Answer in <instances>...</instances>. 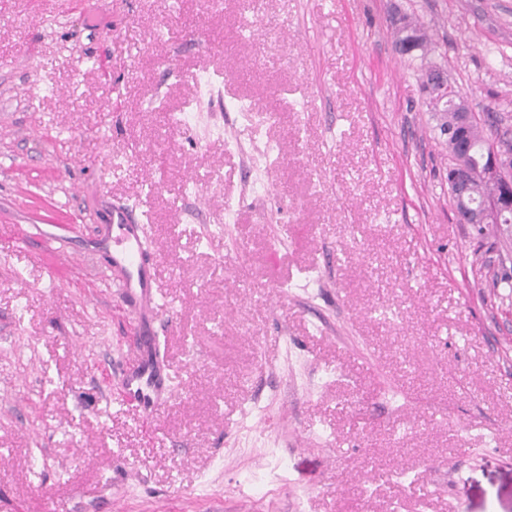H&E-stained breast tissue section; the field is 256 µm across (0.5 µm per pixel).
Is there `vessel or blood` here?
Returning a JSON list of instances; mask_svg holds the SVG:
<instances>
[{"label": "vessel or blood", "mask_w": 512, "mask_h": 512, "mask_svg": "<svg viewBox=\"0 0 512 512\" xmlns=\"http://www.w3.org/2000/svg\"><path fill=\"white\" fill-rule=\"evenodd\" d=\"M156 267L146 246L145 225L128 206L113 204L112 265L106 276L118 291L122 311L133 315L132 352L120 377V396L146 425L170 395L164 363L155 347V324L164 311Z\"/></svg>", "instance_id": "1"}]
</instances>
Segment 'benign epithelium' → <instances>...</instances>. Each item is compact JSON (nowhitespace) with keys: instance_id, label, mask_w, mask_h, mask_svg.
Masks as SVG:
<instances>
[{"instance_id":"7a95c632","label":"benign epithelium","mask_w":512,"mask_h":512,"mask_svg":"<svg viewBox=\"0 0 512 512\" xmlns=\"http://www.w3.org/2000/svg\"><path fill=\"white\" fill-rule=\"evenodd\" d=\"M428 92L439 98L448 93V84L439 68H429L424 73ZM472 121V112L461 110L455 114L449 133L455 135L459 159L448 170V184L459 209L456 210L460 224L501 223L506 214L512 213V141H506L487 157L479 173L467 165L466 131ZM494 183L497 194L490 199H477L478 181Z\"/></svg>"}]
</instances>
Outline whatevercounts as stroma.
<instances>
[{"label":"stroma","mask_w":512,"mask_h":512,"mask_svg":"<svg viewBox=\"0 0 512 512\" xmlns=\"http://www.w3.org/2000/svg\"><path fill=\"white\" fill-rule=\"evenodd\" d=\"M431 66L497 144L512 0H0L6 512H512V228L456 222ZM113 200L162 271L149 430Z\"/></svg>","instance_id":"obj_1"}]
</instances>
